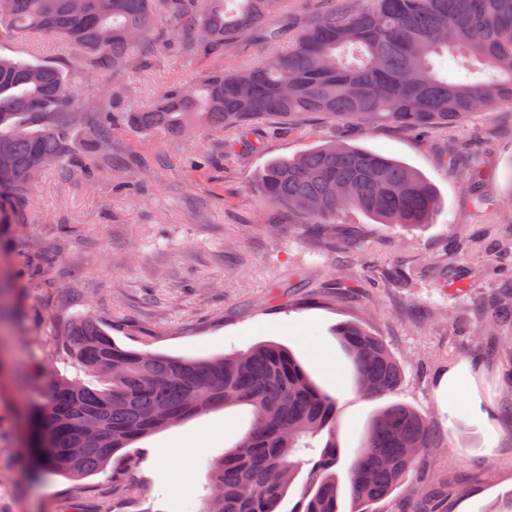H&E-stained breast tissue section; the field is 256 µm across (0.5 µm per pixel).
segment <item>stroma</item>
<instances>
[{
	"mask_svg": "<svg viewBox=\"0 0 512 512\" xmlns=\"http://www.w3.org/2000/svg\"><path fill=\"white\" fill-rule=\"evenodd\" d=\"M161 20L121 72L75 82L88 110L144 108L196 75L261 64L267 44L245 39L202 56L176 49ZM74 52L42 34L0 39V56L69 64ZM344 141L399 160L436 189L440 205L417 232L350 209L324 235L302 232L253 190L269 159ZM488 202L473 207L462 187ZM22 224H0V512H201L209 457L248 426L243 408L217 409L140 439L100 472L73 481L40 468L26 413L41 396L39 368L74 377L60 333L91 315L124 347L187 358L290 348L337 400L336 444L359 445L379 403L358 395L336 341L343 321L364 324L400 360L393 401L430 416L441 446L429 483L460 493L448 512H486L512 500V323L474 335L481 306L512 291V111L496 108L424 135L367 130L308 116L268 119L179 138L119 131L84 166L45 168ZM403 280L392 278V271ZM460 287L446 285V271ZM460 384L449 391L447 375ZM189 450L186 462L162 456Z\"/></svg>",
	"mask_w": 512,
	"mask_h": 512,
	"instance_id": "stroma-1",
	"label": "stroma"
}]
</instances>
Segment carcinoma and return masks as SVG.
Returning <instances> with one entry per match:
<instances>
[{"label": "carcinoma", "instance_id": "1", "mask_svg": "<svg viewBox=\"0 0 512 512\" xmlns=\"http://www.w3.org/2000/svg\"><path fill=\"white\" fill-rule=\"evenodd\" d=\"M282 2L0 0V33H53L78 51L66 67L0 56V224L24 222L28 190L47 163L61 171L80 166L111 145L121 127L174 137L192 125L222 130L320 114L362 128L384 123L423 133L495 106L512 108V0H346L316 14L286 48L279 47L286 30L265 24ZM159 13L173 20L191 52L220 54L253 37L274 54L253 68L206 72L146 108L86 109L72 95L73 79L123 69L132 39L148 37ZM450 54L492 75H453ZM255 190L317 233L352 207L416 230L439 206L434 188L412 168L339 142L269 160ZM510 317L512 299L499 298L480 327ZM61 336L67 358L90 380L41 371V400L29 416L41 464L78 480L157 429L245 406L249 429L208 462L203 512H280L305 466L309 483L292 512H340L336 398L285 347L265 342L213 358L171 357L126 349L89 316L71 320ZM336 339L359 395L383 398L397 390L402 365L378 337L345 323ZM436 448L427 415L402 403L380 408L347 468L351 512H370ZM450 493L458 490L411 485L409 512H448Z\"/></svg>", "mask_w": 512, "mask_h": 512}]
</instances>
